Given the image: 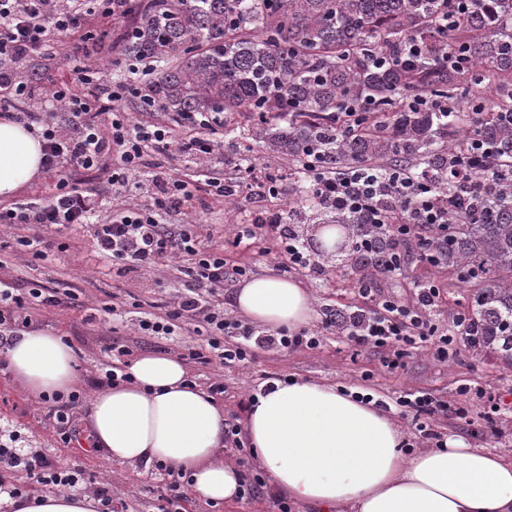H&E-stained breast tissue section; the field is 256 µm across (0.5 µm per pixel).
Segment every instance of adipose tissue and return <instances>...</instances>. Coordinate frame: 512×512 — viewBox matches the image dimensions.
<instances>
[{
  "label": "adipose tissue",
  "mask_w": 512,
  "mask_h": 512,
  "mask_svg": "<svg viewBox=\"0 0 512 512\" xmlns=\"http://www.w3.org/2000/svg\"><path fill=\"white\" fill-rule=\"evenodd\" d=\"M42 143L25 124L0 116V199L13 197L42 170ZM233 305L270 329L308 325L312 301L296 280L273 274L237 288ZM8 370L35 397L70 393L74 352L61 337L27 331L5 350ZM131 381L98 391L88 430L98 457L136 466L161 463L186 473L193 498L236 502L244 474L221 453L224 413L187 383L179 358L147 353ZM260 468L294 502L325 512H512V456L447 440L442 448L403 449L394 419L335 384L303 378L275 382L242 423ZM12 512H98L76 492L12 499Z\"/></svg>",
  "instance_id": "obj_1"
}]
</instances>
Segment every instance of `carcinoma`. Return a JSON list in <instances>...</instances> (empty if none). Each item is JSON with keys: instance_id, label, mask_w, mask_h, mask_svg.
<instances>
[{"instance_id": "cac0c4a2", "label": "carcinoma", "mask_w": 512, "mask_h": 512, "mask_svg": "<svg viewBox=\"0 0 512 512\" xmlns=\"http://www.w3.org/2000/svg\"><path fill=\"white\" fill-rule=\"evenodd\" d=\"M448 0H134L123 41L126 53L160 63L147 100L176 114L203 113L233 125L251 115L253 132L270 158L297 166L314 149L327 168L360 164L418 169L432 192L445 193L455 157L472 138L493 148L494 165L480 167V188L457 190L448 201V227L421 252L456 276L469 292L462 315L479 351L512 361V0H474L444 19ZM415 41L421 55L404 45ZM30 93L41 77L17 68ZM495 112L475 126L446 122L445 108ZM291 209L316 206L308 185ZM336 252L362 283L373 257L390 249L368 217L333 211Z\"/></svg>"}]
</instances>
